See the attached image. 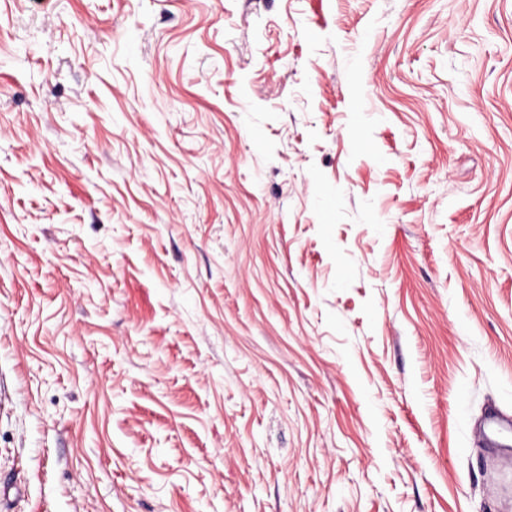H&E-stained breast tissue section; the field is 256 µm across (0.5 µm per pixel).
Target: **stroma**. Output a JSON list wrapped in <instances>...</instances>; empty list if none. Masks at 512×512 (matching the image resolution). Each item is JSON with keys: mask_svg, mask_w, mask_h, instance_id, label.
Returning <instances> with one entry per match:
<instances>
[{"mask_svg": "<svg viewBox=\"0 0 512 512\" xmlns=\"http://www.w3.org/2000/svg\"><path fill=\"white\" fill-rule=\"evenodd\" d=\"M512 0H0V512H512Z\"/></svg>", "mask_w": 512, "mask_h": 512, "instance_id": "stroma-1", "label": "stroma"}]
</instances>
